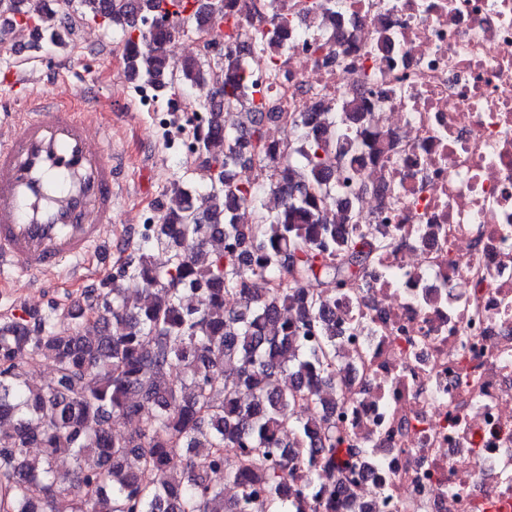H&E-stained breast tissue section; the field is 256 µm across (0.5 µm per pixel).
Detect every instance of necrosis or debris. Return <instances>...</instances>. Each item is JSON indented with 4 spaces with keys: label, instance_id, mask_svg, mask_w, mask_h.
Instances as JSON below:
<instances>
[{
    "label": "necrosis or debris",
    "instance_id": "necrosis-or-debris-1",
    "mask_svg": "<svg viewBox=\"0 0 512 512\" xmlns=\"http://www.w3.org/2000/svg\"><path fill=\"white\" fill-rule=\"evenodd\" d=\"M345 37L289 33L249 92L292 114L354 96L397 144L327 213L392 245L336 305V424L369 460L336 512H512V0H312ZM224 42L265 39L238 0Z\"/></svg>",
    "mask_w": 512,
    "mask_h": 512
}]
</instances>
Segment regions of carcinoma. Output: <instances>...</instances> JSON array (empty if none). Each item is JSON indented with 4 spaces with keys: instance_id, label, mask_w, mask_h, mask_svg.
Returning a JSON list of instances; mask_svg holds the SVG:
<instances>
[{
    "instance_id": "obj_1",
    "label": "carcinoma",
    "mask_w": 512,
    "mask_h": 512,
    "mask_svg": "<svg viewBox=\"0 0 512 512\" xmlns=\"http://www.w3.org/2000/svg\"><path fill=\"white\" fill-rule=\"evenodd\" d=\"M164 2L0 0V19L53 41L64 4L76 5L63 18L69 35L87 18L121 27L132 74L163 93L196 87L209 111L195 134L206 191L175 185L165 222L149 228L138 255L67 309L70 323L98 331L21 318L0 329V512H319L289 502L288 464L318 465L313 478L334 494L366 456L324 413L336 366L323 285L356 279L390 242L338 230L323 212L331 174L355 150L374 147V133L362 112L348 120L314 108L292 120V146L279 150L246 94V64L258 60L277 76L288 13L275 11L269 40L220 48L219 70L190 58L177 75L164 45L190 24L230 19L236 0H193L186 16ZM226 104L239 108L237 130L224 125ZM255 150L266 158L265 185L282 199L274 216L257 189L236 180L234 168ZM243 206L254 223L235 222ZM155 245L169 253L163 267L151 260ZM290 307L291 321L283 316ZM295 336L317 344L293 346ZM37 355L52 362L54 377L32 386L24 368ZM283 377L294 388H282ZM114 414L139 424L117 437ZM227 448L241 452L230 460ZM62 453L73 463L67 483L56 470ZM218 473L224 482L213 480Z\"/></svg>"
}]
</instances>
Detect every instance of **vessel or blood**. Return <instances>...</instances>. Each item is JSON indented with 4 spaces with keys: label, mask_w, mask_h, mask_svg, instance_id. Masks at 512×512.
<instances>
[{
    "label": "vessel or blood",
    "mask_w": 512,
    "mask_h": 512,
    "mask_svg": "<svg viewBox=\"0 0 512 512\" xmlns=\"http://www.w3.org/2000/svg\"><path fill=\"white\" fill-rule=\"evenodd\" d=\"M82 110L41 103L9 116L0 137V269L33 277L96 258L107 266L115 247L105 229L125 178L106 131Z\"/></svg>",
    "instance_id": "1"
}]
</instances>
